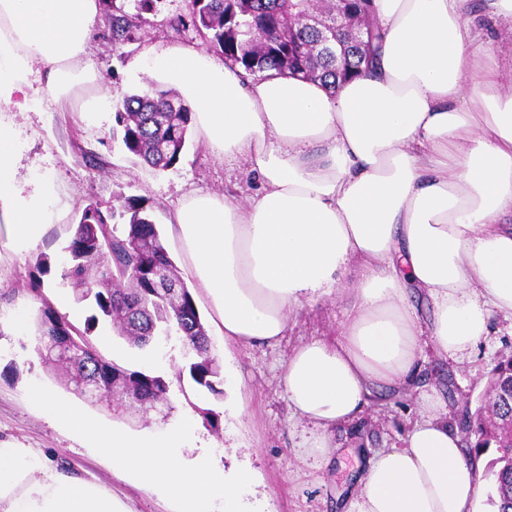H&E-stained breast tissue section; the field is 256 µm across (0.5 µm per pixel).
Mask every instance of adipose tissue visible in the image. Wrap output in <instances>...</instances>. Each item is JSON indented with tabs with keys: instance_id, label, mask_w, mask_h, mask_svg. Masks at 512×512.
<instances>
[{
	"instance_id": "1",
	"label": "adipose tissue",
	"mask_w": 512,
	"mask_h": 512,
	"mask_svg": "<svg viewBox=\"0 0 512 512\" xmlns=\"http://www.w3.org/2000/svg\"><path fill=\"white\" fill-rule=\"evenodd\" d=\"M467 0H372L384 33L370 73L328 93L283 75L243 82L205 50L169 46L145 71L179 88L215 154L260 181L241 206L195 192L171 225L188 273L226 342H279L302 302L345 288L340 336L297 346L281 384L329 457L337 425L375 390L406 387L421 337L471 355L491 316L512 323V88L496 49L465 17ZM99 0H0V247L35 248L65 209L49 174L19 180L13 119L50 95L65 111L96 79L84 58ZM432 306L421 320L407 298ZM400 448L367 461L350 512H475L479 458L439 413ZM0 512H128L99 487L37 472L0 442Z\"/></svg>"
}]
</instances>
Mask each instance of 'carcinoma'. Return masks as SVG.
Segmentation results:
<instances>
[{
	"label": "carcinoma",
	"instance_id": "1",
	"mask_svg": "<svg viewBox=\"0 0 512 512\" xmlns=\"http://www.w3.org/2000/svg\"><path fill=\"white\" fill-rule=\"evenodd\" d=\"M135 13L112 7L109 29L115 45L134 38L142 14L152 11L154 0H133ZM371 0H332L330 12L359 13ZM319 14L314 0H188L187 17H178L172 28L192 27L206 49L224 56V64L242 80L279 75L320 80L334 89L339 82L361 75L364 61H372L384 35L371 32L368 58L336 34H324L314 26L298 29L288 42V15ZM112 140L120 142L147 167L172 168L184 153L192 110L177 93L150 84L124 95L115 105ZM148 201L124 197L119 210L102 211L86 205L76 230L64 248L62 278L77 300H94L100 315L109 318L119 335L132 345L145 347L160 337L176 335L195 352L189 366L192 381L216 394L214 378L219 361L213 354L206 327L181 272L170 258ZM98 323L87 319L85 332L77 333L46 304L34 328L36 351L45 360L66 367L74 391L96 403H106L115 415L129 404L153 408L167 400L168 385L144 370H129L106 360L90 345L87 333ZM493 396L473 413H465L470 450L480 455L493 448L496 457L488 465L498 512H512V360L500 362L493 372ZM120 396L113 402L112 397Z\"/></svg>",
	"mask_w": 512,
	"mask_h": 512
}]
</instances>
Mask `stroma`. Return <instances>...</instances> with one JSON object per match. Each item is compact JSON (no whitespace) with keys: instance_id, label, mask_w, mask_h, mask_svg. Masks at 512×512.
<instances>
[{"instance_id":"obj_1","label":"stroma","mask_w":512,"mask_h":512,"mask_svg":"<svg viewBox=\"0 0 512 512\" xmlns=\"http://www.w3.org/2000/svg\"><path fill=\"white\" fill-rule=\"evenodd\" d=\"M185 10L186 0H158L135 40L118 49L112 44L106 20L112 5L103 0V18L94 29L88 59L98 76L93 94L104 101V112L91 117L63 112L47 99L42 112L17 120L14 130L24 146L20 176L32 171L51 175L67 213L65 226L51 227L40 249L23 255L0 254V441L30 449L40 469L97 483L121 497L130 512H171L167 500L116 476L111 460L35 407L27 388L38 382L107 425L161 432L181 420L191 421L198 437L219 448L233 447L237 459L249 461L257 480L256 495L265 502L267 512H346L352 480L365 463L362 449L402 446L433 391L438 392L449 423L459 425L464 411L475 409L484 399L495 366L512 357L511 324L491 317L489 336L472 357L463 360L439 358L432 347H425L411 386L378 390L358 419L337 427L340 449L328 461L301 455L298 445L307 425L292 417L281 375L289 353L301 342L336 338L350 303L346 294L296 309L287 336L275 346L242 348L212 337L220 365L222 393L218 396L199 389L191 380L189 365L196 359L194 352L176 340L158 344L152 350L155 360L170 365L164 375L169 386L166 401L149 410L132 407L120 416L67 388L60 368L37 354L33 329L18 330L11 324L20 311L36 318L43 306L42 290L59 288L66 303L58 307V315L76 328H84L92 308L76 301L56 258L69 239L68 224L75 222L87 204L107 210L116 206L121 194L147 199L165 246L180 267L184 255L173 236L170 216L186 195L213 192L242 202L256 192L258 182L245 164L212 153L199 134H191L173 168L160 172L141 164L112 141L113 105L124 94L142 87L146 76L139 66L147 55L172 44L201 46L194 30L176 32L168 26L169 19ZM90 153L107 160V168L92 167L86 159ZM42 252L53 259L44 275L36 268ZM36 283L41 284V292L33 291ZM89 340L111 362L138 369L134 345L115 333L110 322H99ZM231 396L241 399L243 414L225 408L224 401Z\"/></svg>"}]
</instances>
